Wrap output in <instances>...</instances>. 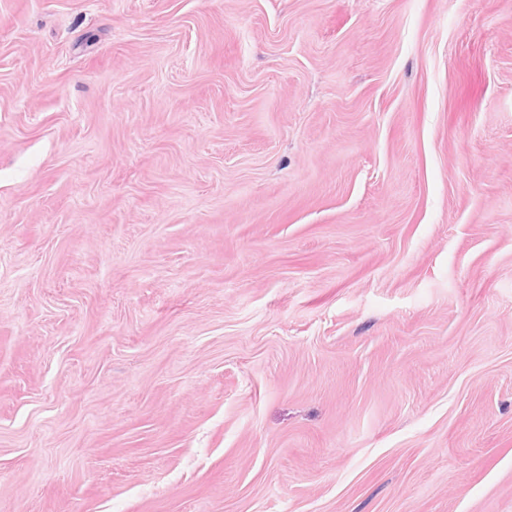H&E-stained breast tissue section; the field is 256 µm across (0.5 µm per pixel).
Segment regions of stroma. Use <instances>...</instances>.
I'll return each mask as SVG.
<instances>
[{"mask_svg":"<svg viewBox=\"0 0 512 512\" xmlns=\"http://www.w3.org/2000/svg\"><path fill=\"white\" fill-rule=\"evenodd\" d=\"M0 512H512V0H0Z\"/></svg>","mask_w":512,"mask_h":512,"instance_id":"stroma-1","label":"stroma"}]
</instances>
